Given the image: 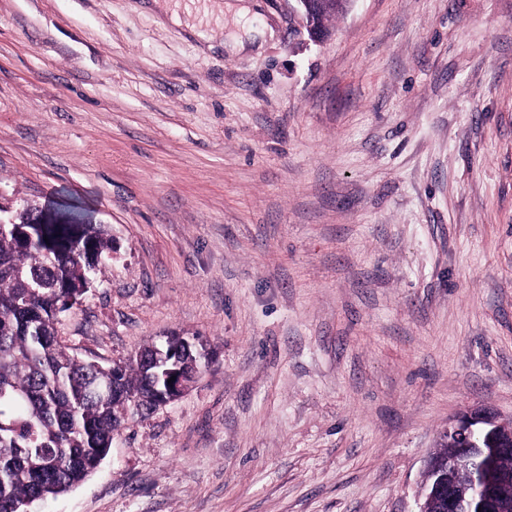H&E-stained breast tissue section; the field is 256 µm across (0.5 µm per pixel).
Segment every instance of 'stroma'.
Masks as SVG:
<instances>
[{"mask_svg":"<svg viewBox=\"0 0 512 512\" xmlns=\"http://www.w3.org/2000/svg\"><path fill=\"white\" fill-rule=\"evenodd\" d=\"M0 0V205L81 203L112 257L58 339H193L178 400L31 512H416L450 419H512V0ZM170 1L175 0H153V4L160 6L170 23L185 27L197 39L211 46L212 42L224 38L221 30L225 16L237 18L247 12L241 2H236L244 0H204L206 2L199 5ZM302 7V16L305 19L309 36L313 42L320 43L328 38L330 32L323 31L314 25L315 15L332 13L337 17L336 0H295Z\"/></svg>","mask_w":512,"mask_h":512,"instance_id":"stroma-1","label":"stroma"}]
</instances>
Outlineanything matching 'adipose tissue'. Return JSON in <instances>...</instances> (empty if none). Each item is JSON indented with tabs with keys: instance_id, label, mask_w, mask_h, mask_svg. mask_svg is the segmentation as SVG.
<instances>
[{
	"instance_id": "1",
	"label": "adipose tissue",
	"mask_w": 512,
	"mask_h": 512,
	"mask_svg": "<svg viewBox=\"0 0 512 512\" xmlns=\"http://www.w3.org/2000/svg\"><path fill=\"white\" fill-rule=\"evenodd\" d=\"M160 6L170 23L186 28L204 43H212L222 37V20L225 16L239 17L246 14L245 6L239 0H153Z\"/></svg>"
}]
</instances>
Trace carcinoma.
Masks as SVG:
<instances>
[{
  "label": "carcinoma",
  "instance_id": "obj_1",
  "mask_svg": "<svg viewBox=\"0 0 512 512\" xmlns=\"http://www.w3.org/2000/svg\"><path fill=\"white\" fill-rule=\"evenodd\" d=\"M84 217L28 207L0 226V512L70 491L97 469L130 408L156 407L145 369L153 345L105 367L57 340L58 314L112 256L105 230ZM114 383L119 394L98 393Z\"/></svg>",
  "mask_w": 512,
  "mask_h": 512
}]
</instances>
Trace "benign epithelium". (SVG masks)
<instances>
[{
  "label": "benign epithelium",
  "mask_w": 512,
  "mask_h": 512,
  "mask_svg": "<svg viewBox=\"0 0 512 512\" xmlns=\"http://www.w3.org/2000/svg\"><path fill=\"white\" fill-rule=\"evenodd\" d=\"M302 7V16L312 41L320 43L329 33L314 25L313 17L336 13V0H295ZM166 379L168 400L174 401L187 388V383L178 373H169ZM440 442L456 449V468L467 467L469 452L473 448L482 451L484 464L480 473L471 475L470 493L458 490L450 480L448 472L428 457L424 476L431 482L423 484L418 497L417 512H512V497L494 494L502 484L512 485V469L500 467V460L512 453V425L503 423L498 413L488 407L467 411L448 421L440 434Z\"/></svg>",
  "instance_id": "obj_1"
}]
</instances>
